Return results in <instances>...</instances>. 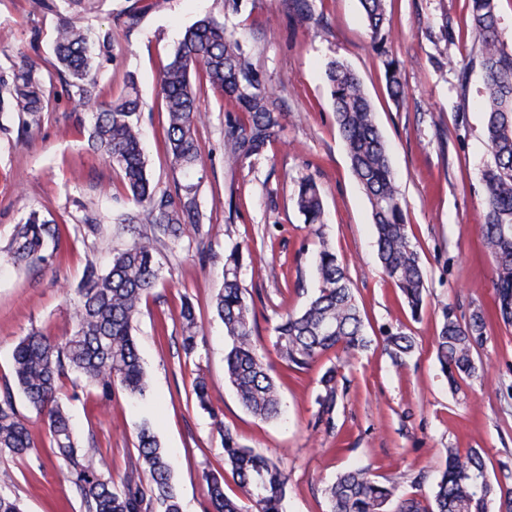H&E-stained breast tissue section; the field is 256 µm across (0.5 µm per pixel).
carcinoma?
Returning a JSON list of instances; mask_svg holds the SVG:
<instances>
[{"label":"carcinoma","mask_w":512,"mask_h":512,"mask_svg":"<svg viewBox=\"0 0 512 512\" xmlns=\"http://www.w3.org/2000/svg\"><path fill=\"white\" fill-rule=\"evenodd\" d=\"M55 13L54 68L70 96L92 113L88 146L117 170L123 184L143 211L120 218L122 223L153 225V235L136 238L112 258L105 273L86 270L83 284L72 299L75 331L64 341L33 330L12 351L17 384L28 403L43 418L60 470L73 485L85 512H183L173 479V463L160 447L153 426L142 422L136 431L137 458L121 485L112 480L107 464L96 462L93 449L82 447L64 410L60 379L76 373L88 380L102 399L109 401L120 389L146 399L148 375L134 338V323L141 304L155 287L158 236L180 238L186 227L200 222L198 184L188 181L171 194L151 183L140 128L142 102L134 79L117 99H103L98 80L100 57L109 53L111 36L93 40L77 24L81 15L95 11L96 0H37ZM370 37L384 49L390 18L386 0H359ZM478 44L484 91L479 107L484 112V137L489 160L482 170L485 220L481 236L495 265L494 308L473 307L463 318L443 304L442 323L435 337L437 360L450 384L459 378H477L482 365L476 349L487 340L494 318L512 325V46L503 35L494 0H469ZM293 23L311 21L308 0H290ZM386 91L398 103L405 97L400 63L383 60ZM200 72L203 83L192 81ZM336 127L343 139L351 170L371 207L377 257L384 275L399 289L411 311L418 315L427 295V275L408 235L405 203L389 160L388 147L375 121L373 105L358 73L340 60L326 67ZM219 91L233 110L224 129V149L237 160L263 155L282 130L279 98L269 93L261 74L240 41L210 16L186 29L160 79L167 114L164 141L174 167L189 176L201 161L196 127L204 84ZM44 77L39 64L28 56L8 69L0 68V112H18L22 126L38 120L45 111ZM293 203L313 228H320L323 194L311 180L298 183ZM60 225L39 211L31 212L14 228L8 250L14 263L28 269L49 261V245L58 244ZM249 248L237 245L224 257L223 287L214 302L224 324L227 347L224 375L242 407L255 417L276 420L282 415L278 384L259 354L254 339V305L242 288L240 271ZM318 288L306 307L286 313L274 326V348L286 370L310 369L325 353L336 350L352 355L370 344L352 282L336 254L324 247L317 261ZM181 347L190 355L198 348L197 319L190 301L181 307ZM385 350L401 367L414 348V340L399 331H384ZM316 426L331 432L338 400L336 369L321 377ZM196 405L212 415L224 446V469L204 473L210 512H244L238 498L225 493V474L231 473L243 498L254 512H284L288 477L270 458L242 445L224 428L211 407L207 380L200 376L193 387ZM35 446L29 421L21 415L10 393L0 395V453L33 460ZM447 462L435 481L430 505L411 498L397 512H512V470L492 480L486 463L475 449H446ZM397 485L382 481L368 466L340 474L324 489L328 512H390Z\"/></svg>","instance_id":"carcinoma-1"}]
</instances>
